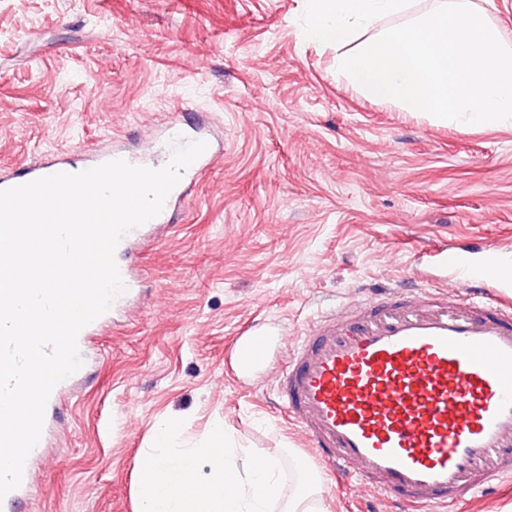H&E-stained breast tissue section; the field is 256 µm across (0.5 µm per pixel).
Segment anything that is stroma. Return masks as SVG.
<instances>
[{
  "instance_id": "stroma-1",
  "label": "stroma",
  "mask_w": 512,
  "mask_h": 512,
  "mask_svg": "<svg viewBox=\"0 0 512 512\" xmlns=\"http://www.w3.org/2000/svg\"><path fill=\"white\" fill-rule=\"evenodd\" d=\"M306 0H0V169L80 156L197 120L224 155L177 224L140 255L146 295L90 346L92 368L48 416L26 512H136L138 463L164 422L199 445L276 459L283 495L314 450L274 374L224 373L237 331L423 285L425 252L512 241V125L470 131L373 103L308 41ZM320 479L322 512H398ZM460 512H512V475Z\"/></svg>"
}]
</instances>
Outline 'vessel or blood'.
Masks as SVG:
<instances>
[{"label": "vessel or blood", "mask_w": 512, "mask_h": 512, "mask_svg": "<svg viewBox=\"0 0 512 512\" xmlns=\"http://www.w3.org/2000/svg\"><path fill=\"white\" fill-rule=\"evenodd\" d=\"M189 139L177 122L154 156L116 148L101 160L159 169L172 157V142ZM221 156L207 145L155 223H171L189 186ZM71 167L70 155L51 153L24 177L1 172L0 190ZM146 239L141 225L116 248L126 290L113 308L141 290V277L123 256L136 254ZM435 257L445 291L408 289L321 313L295 338L275 378L277 399L316 460L393 497L402 512L447 510L512 474V246L441 247ZM278 334L271 327L235 336L227 375L268 370Z\"/></svg>", "instance_id": "vessel-or-blood-1"}]
</instances>
